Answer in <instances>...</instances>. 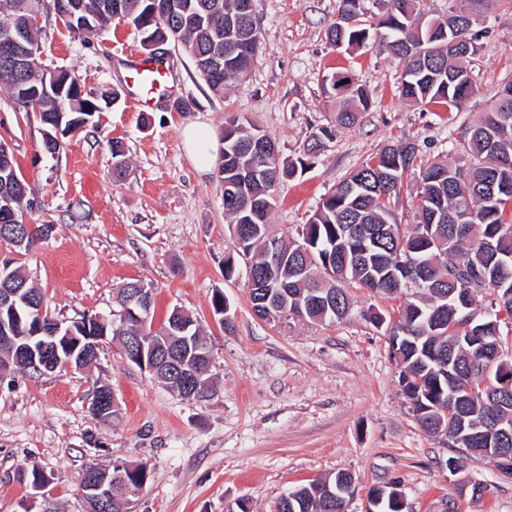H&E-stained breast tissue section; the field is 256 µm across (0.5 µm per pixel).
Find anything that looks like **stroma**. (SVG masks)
I'll use <instances>...</instances> for the list:
<instances>
[{
    "label": "stroma",
    "mask_w": 512,
    "mask_h": 512,
    "mask_svg": "<svg viewBox=\"0 0 512 512\" xmlns=\"http://www.w3.org/2000/svg\"><path fill=\"white\" fill-rule=\"evenodd\" d=\"M337 5L254 0L261 45L243 78L215 95L178 50L167 58V95L146 106L130 89L129 65L146 56L131 24L113 20L89 45L47 20L42 68L74 70L88 92L112 89L120 101L50 155L38 113L15 111L0 93V142L37 200L33 220L52 227L22 268L50 313L68 322L109 314L125 283L152 284L155 322L178 307L209 338L215 395L183 398L110 342L82 372L0 377V512H23L29 500L37 512H84L79 479L90 462L148 465V482L127 496L123 512H238L242 500L251 512H273L289 489L339 471L357 481L346 512H367L372 489L386 485L402 494L407 512H512V479L492 459L446 447L415 417L387 336L363 317L388 307L387 299L355 288L344 319L269 322L252 308L245 266L224 277L233 249L224 189L216 169L195 168L185 127H210L217 151L226 118H244L275 139L284 159L299 156L318 127H331L311 166L277 189L272 222L294 239L321 199L385 145L409 141L422 160L455 159L466 128L512 80V6L504 0L485 14L483 48L470 61L477 91L459 109L402 98L403 61L375 45H330ZM337 72L354 75L372 97L351 126L336 124V105L322 94L325 76ZM182 100L190 111L178 110ZM112 140L126 147L121 179ZM218 290L235 313L228 331L213 314ZM100 385L118 406L108 422L89 410ZM32 464L53 477L47 499L18 479ZM473 483L482 495L466 493Z\"/></svg>",
    "instance_id": "obj_1"
}]
</instances>
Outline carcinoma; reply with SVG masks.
Here are the masks:
<instances>
[{"label": "carcinoma", "mask_w": 512, "mask_h": 512, "mask_svg": "<svg viewBox=\"0 0 512 512\" xmlns=\"http://www.w3.org/2000/svg\"><path fill=\"white\" fill-rule=\"evenodd\" d=\"M40 0H0V34L17 26ZM90 25L73 33L86 43L103 37L114 19L115 0H81ZM490 0H448L456 9L455 28L448 20L426 15L425 0H338V20L327 28L334 47L360 48L377 29L379 47L390 55L406 57L401 75V94L416 104L443 102L461 108L476 90L467 62L481 50L482 31L476 29ZM122 18L139 33L164 30L192 61L210 91L224 94V87L244 76L254 61L260 28L251 19L239 18L243 0H120ZM157 10L161 26L150 24L146 6ZM38 58L17 69L0 50V88L8 93L19 112L38 111L43 135H56L73 125L92 123L93 107L101 103L83 95L75 101L78 111L62 112L54 93L38 104L27 92L43 81ZM323 93L336 102V122L351 125L358 112L371 107L366 88L350 74L334 73L323 80ZM332 130L320 127L310 136L303 155L280 160L278 146L268 134L250 122L231 118L224 122L218 176L224 186V212L232 229L248 226L246 235L234 238V252L246 260L260 280L275 294L293 296L285 315L315 322L344 318L350 310L347 286L354 284L395 302L386 312L368 310L364 318L388 331L390 349L401 366L400 382L422 428L437 426L453 431L460 423L466 430L454 447L478 448L473 427L496 412L509 431L503 447L512 448V392L480 388V369L489 350L473 346L455 328L461 314L454 311V290L482 287L493 300L489 309L512 304V200L494 194L495 178L512 181V81L504 84L480 119L466 129L455 162L432 159L417 164L411 142L388 144L350 172L321 199L303 225L298 238L278 235L270 224L278 184L308 168L312 157L331 138ZM419 166L418 188L413 200L414 224L400 232L396 208L403 175ZM252 167L256 175L242 182L238 169ZM11 204L15 212L33 211L27 186L14 160L0 163V208ZM42 225L27 231L23 221L0 222V241L23 235L27 255L41 235ZM277 242L286 256L283 264L270 267L267 244ZM506 262L486 269L485 246ZM16 282L45 302L44 294L29 283L21 267L10 259ZM485 270L472 281L470 272ZM175 324L189 325V333L201 335L193 317L174 307L145 344L146 354L174 358L180 355L178 340L168 332ZM78 336L140 335L133 319L98 322L82 317L70 322ZM356 491L355 478L339 471L295 489L284 512H345ZM374 512H405L393 499V491L372 490Z\"/></svg>", "instance_id": "obj_1"}]
</instances>
